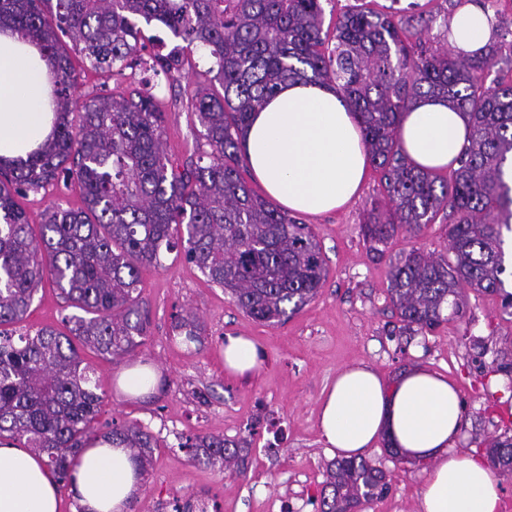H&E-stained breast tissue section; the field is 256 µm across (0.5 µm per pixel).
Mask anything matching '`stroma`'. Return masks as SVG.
Instances as JSON below:
<instances>
[{
  "mask_svg": "<svg viewBox=\"0 0 512 512\" xmlns=\"http://www.w3.org/2000/svg\"><path fill=\"white\" fill-rule=\"evenodd\" d=\"M140 60L121 73L101 76L81 72L79 91L86 95L126 93L153 80L164 113L163 149L172 163H183L195 150V118L187 96L205 81L212 59L207 49H184L175 78L155 76L156 56L178 40L158 22L140 26ZM384 200L380 174L369 170L357 199L343 209L309 218L327 268L317 296L288 321L270 325L239 309L223 288L184 259L167 256L163 267H142L140 297L150 310L147 337L135 352L111 361L83 349L95 369L104 401L100 421L136 423L156 439L131 512H173L175 499L202 500L215 512H320L326 467L333 460L321 436L317 414L322 391L339 369L362 362L385 382L422 366L453 382L463 403L458 449L485 455L493 438L512 437V315L497 294L466 291L461 316L435 329L404 333L389 297L388 271L403 253L420 249L446 255L448 222L409 232L397 230L386 242L364 232L373 206ZM30 224H41L47 207L79 209L76 182H58L20 198ZM196 316L200 342L188 343L173 329L176 315ZM64 303L51 286L38 289L19 330L62 329ZM254 339L265 359L250 376L224 371L226 335ZM155 367L157 380L144 397L124 394L117 380L135 363ZM215 435L247 440L244 475L190 460L187 437ZM364 458L382 469L389 483L381 498L361 512H417V498L429 462H410L391 454L385 444L367 448Z\"/></svg>",
  "mask_w": 512,
  "mask_h": 512,
  "instance_id": "obj_1",
  "label": "stroma"
}]
</instances>
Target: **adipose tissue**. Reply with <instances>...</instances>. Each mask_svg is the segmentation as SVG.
I'll return each instance as SVG.
<instances>
[{
	"mask_svg": "<svg viewBox=\"0 0 512 512\" xmlns=\"http://www.w3.org/2000/svg\"><path fill=\"white\" fill-rule=\"evenodd\" d=\"M496 30L490 14L467 0L448 30L457 54L487 48ZM57 114L51 74L35 42L0 25V158H26L44 146ZM399 143L424 170L456 165L472 129L463 114L435 97L419 98L399 116ZM253 178L282 209L318 216L358 196L370 165L360 128L338 88L283 85L252 114L243 133ZM264 352L252 339H224V369L245 374ZM318 422L326 447L351 458L385 442L408 459H431L418 512H498L501 488L475 454L459 451L461 423L456 387L425 368L386 384L365 364L342 368L320 400ZM129 448L90 441L71 474L80 512H130L141 485ZM59 483L45 459L23 445L0 442V512H60Z\"/></svg>",
	"mask_w": 512,
	"mask_h": 512,
	"instance_id": "obj_1",
	"label": "adipose tissue"
}]
</instances>
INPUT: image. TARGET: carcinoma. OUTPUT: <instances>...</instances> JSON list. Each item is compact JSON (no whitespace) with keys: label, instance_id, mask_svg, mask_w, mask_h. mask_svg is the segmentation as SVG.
Returning a JSON list of instances; mask_svg holds the SVG:
<instances>
[{"label":"carcinoma","instance_id":"1","mask_svg":"<svg viewBox=\"0 0 512 512\" xmlns=\"http://www.w3.org/2000/svg\"><path fill=\"white\" fill-rule=\"evenodd\" d=\"M356 4L336 19L326 45L320 0H0V22L35 40L54 77L62 114L49 143L0 167V439L19 441L47 457L58 482L70 480L85 444L98 436L102 396L94 369L78 347L117 359L144 343L149 312L138 285L144 265L171 254L195 265L228 291L252 318L288 320L321 288L326 270L312 229L258 195L242 177L240 134L251 114L288 80L333 83L357 116L370 163L381 171L384 205L365 224L366 236L388 240L396 227L418 230L447 211L452 257L412 249L389 271L390 298L405 329L432 330L460 312L462 291L500 294L505 280L504 232H512V29L496 28L486 50L467 57L433 47L424 33L433 13L396 17ZM164 25L174 37L209 50L210 83L187 97L200 126L197 157L182 167L162 150L164 113L154 95L82 98L62 38L85 66L101 72L132 57L138 20ZM182 47L156 66L180 71ZM435 96L468 116L473 132L460 166L439 174L412 166L398 142V118L418 98ZM62 179L77 181L83 207H51L33 229L15 197ZM48 282L65 307L66 331L40 328L15 335ZM188 342L203 330L193 316L176 317ZM107 435L149 464L152 436L136 425L111 424ZM193 461L245 470L247 449L221 436L187 438ZM488 454L512 476V438L494 439ZM321 512H350L388 490L386 474L364 459L327 468Z\"/></svg>","mask_w":512,"mask_h":512}]
</instances>
